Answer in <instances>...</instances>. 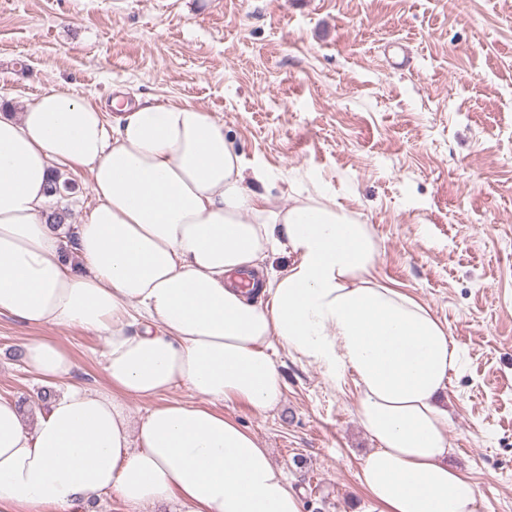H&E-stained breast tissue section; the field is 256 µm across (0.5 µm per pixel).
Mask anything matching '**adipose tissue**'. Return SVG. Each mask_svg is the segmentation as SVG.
<instances>
[{"label": "adipose tissue", "instance_id": "1", "mask_svg": "<svg viewBox=\"0 0 512 512\" xmlns=\"http://www.w3.org/2000/svg\"><path fill=\"white\" fill-rule=\"evenodd\" d=\"M111 105L112 128L66 90L0 114V314L96 331L108 381L72 384L66 349L24 343L28 370L67 387L31 428L0 398V507L70 512L110 492L135 512L173 500L179 512H301L267 449L216 409L278 406V343L328 377L354 375L375 443L358 474L368 512H480L478 486L448 464L440 402L461 349L427 305L376 279L370 225L318 189L285 206L250 191L271 173L199 106ZM72 164L89 168L97 200L75 229L79 268L42 214L53 173ZM280 253L288 267L268 269ZM180 386L192 401L165 399ZM130 398L148 404L136 422Z\"/></svg>", "mask_w": 512, "mask_h": 512}]
</instances>
